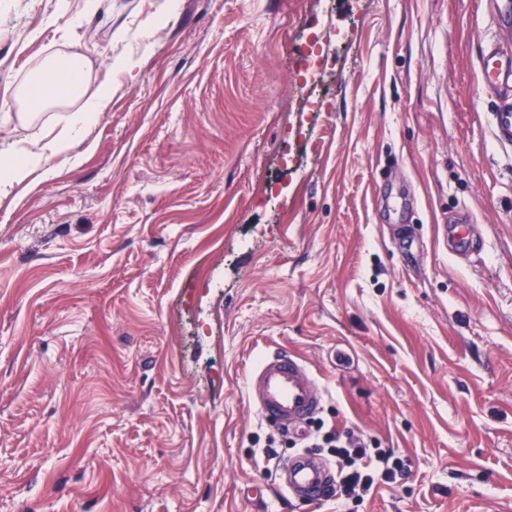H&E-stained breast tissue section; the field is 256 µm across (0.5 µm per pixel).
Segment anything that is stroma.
<instances>
[{"mask_svg":"<svg viewBox=\"0 0 512 512\" xmlns=\"http://www.w3.org/2000/svg\"><path fill=\"white\" fill-rule=\"evenodd\" d=\"M163 3L0 0V103L50 62L88 70L82 97L0 114L1 147L109 91L80 164L0 198V512H336L278 479L311 441L335 465L331 430L406 464L357 512H512L494 0ZM275 348L326 395L271 459L244 382ZM463 220L455 222L448 221V225H443V231L448 239V249L454 251L457 255H462L470 250V239L466 232V226L461 224Z\"/></svg>","mask_w":512,"mask_h":512,"instance_id":"35a3bbf8","label":"stroma"}]
</instances>
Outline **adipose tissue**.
Listing matches in <instances>:
<instances>
[{"mask_svg":"<svg viewBox=\"0 0 512 512\" xmlns=\"http://www.w3.org/2000/svg\"><path fill=\"white\" fill-rule=\"evenodd\" d=\"M81 70L69 64H58L30 79L23 95L31 109L37 110L63 97L81 92ZM107 93L89 98L67 119L61 130L36 152L0 154V195L14 184L24 181L34 170L45 166L54 155L71 152L74 145L83 141L87 129L93 125L107 106Z\"/></svg>","mask_w":512,"mask_h":512,"instance_id":"1","label":"adipose tissue"}]
</instances>
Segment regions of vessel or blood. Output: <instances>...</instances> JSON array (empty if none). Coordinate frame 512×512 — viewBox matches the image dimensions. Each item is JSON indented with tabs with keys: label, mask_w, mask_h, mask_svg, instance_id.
<instances>
[{
	"label": "vessel or blood",
	"mask_w": 512,
	"mask_h": 512,
	"mask_svg": "<svg viewBox=\"0 0 512 512\" xmlns=\"http://www.w3.org/2000/svg\"><path fill=\"white\" fill-rule=\"evenodd\" d=\"M481 82L498 101L492 112L495 137L512 142V54L489 46L481 59ZM448 247L456 254L469 251L465 227L451 222L443 228ZM248 398L257 414L281 431L293 434L301 422L314 417L324 402V388L309 367L285 351L263 355L247 376ZM282 485L289 495L304 501L324 497L330 469L317 457L301 455L283 464Z\"/></svg>",
	"instance_id": "obj_1"
}]
</instances>
